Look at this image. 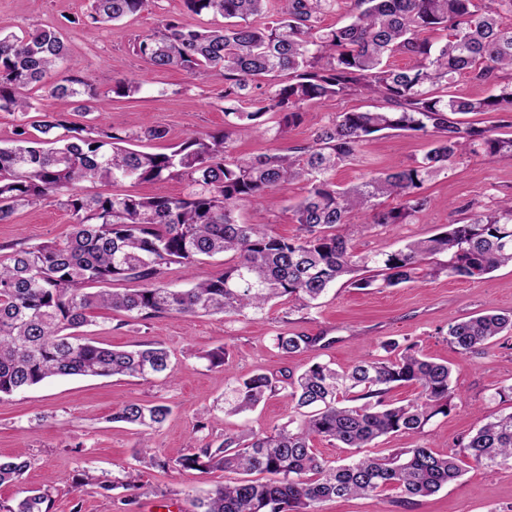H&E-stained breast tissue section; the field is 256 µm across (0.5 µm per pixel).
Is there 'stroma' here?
<instances>
[{
	"mask_svg": "<svg viewBox=\"0 0 512 512\" xmlns=\"http://www.w3.org/2000/svg\"><path fill=\"white\" fill-rule=\"evenodd\" d=\"M87 0H0V31L22 34L41 27H59L71 55L94 74L99 93L109 94L107 105L79 108L72 99L42 97L44 111L78 126L113 127L140 132L165 129V138L134 142V149L160 153L194 132L224 128V78L218 72L158 70L137 55L138 38L157 30L164 19L185 14L184 0H155L148 11L123 21L91 28L76 24L87 10ZM145 77L144 89L130 97L113 95L122 77ZM364 95H348L311 102L299 126L276 139L262 132L234 136L233 155L259 156L285 152L312 141L317 129L339 112L369 109ZM428 148L426 140L408 132L376 134L363 143L356 161L333 172L334 182L348 186L371 171H389L411 165ZM426 210L400 224H358L350 230L354 252L390 251L411 240L446 231L498 199L512 196V158L494 161L470 156L425 182ZM300 182L282 184L272 203L241 208L238 222L265 225L277 236L298 233L293 207L304 195ZM72 230L68 211L40 202L19 210L11 223L0 224V247L64 240ZM512 311V265L480 279L439 274L391 288L359 290L336 284L318 307L298 309L275 303L259 317L172 314L150 320H126L105 309L92 313L85 331L100 342L131 348L157 342L171 353L173 371L148 379L133 377H57L0 399V457L22 456L32 466L18 484L0 485V506L13 507L25 491H48L51 512H188V495H198L216 484L236 480L224 470L141 468L146 493L135 506H123L126 495L117 487L125 469L137 465V453L149 445L153 454L177 459L189 449L224 436L250 430L270 432L294 417L292 405L275 395L255 410L207 420L206 414L224 395L227 380L258 372L300 374L312 363L332 362L350 367L389 338L418 342L430 357L452 369L455 406L437 415L421 433H399L375 441L371 456L397 448L426 445L445 454L457 450L486 420L512 411L500 400L498 387L512 384V335L499 337L485 353L465 356L450 349L444 339L449 323L486 311ZM300 333L319 342L301 355L286 356L273 346L277 333ZM225 348V363L210 366L206 352ZM162 401L171 406L166 422L150 437L135 428L113 422V410L127 403ZM205 430H197L200 420ZM90 474L92 482L73 486V478ZM169 491L170 507H163L156 490ZM395 491L376 497H350L320 503V512H403ZM410 512H512V466L492 469L467 466L464 475L441 491L417 498Z\"/></svg>",
	"mask_w": 512,
	"mask_h": 512,
	"instance_id": "1",
	"label": "stroma"
}]
</instances>
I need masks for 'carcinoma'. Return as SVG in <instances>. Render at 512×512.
<instances>
[{"label":"carcinoma","instance_id":"carcinoma-1","mask_svg":"<svg viewBox=\"0 0 512 512\" xmlns=\"http://www.w3.org/2000/svg\"><path fill=\"white\" fill-rule=\"evenodd\" d=\"M153 0H90L77 23L101 27L147 10ZM193 16L218 14L224 26L200 28L171 17L139 38L135 52L158 68L189 74L212 69L224 74V133H191L169 153L130 149V134L112 128H71L58 117L19 125L13 144L0 147V224L34 202H56L73 220L70 236L53 244L22 246L0 261V398L53 377H135L171 370L170 352L148 342L114 349L73 331L97 308L147 320L169 314L226 317L261 315L274 301L315 305L341 280L359 288L393 287L442 272L480 278L512 265V199L453 222L436 236L396 250L359 255L349 243L353 224H400L421 214L428 200L419 189L456 158L481 154L512 157L505 125L478 127L459 115L512 112V0H354L349 22L324 27L323 16L339 0H184ZM440 31L433 42L426 32ZM405 54L409 67L389 64ZM286 79L250 95L251 81L269 74ZM468 74L492 88L471 99L448 91ZM20 87L51 97L98 100L92 75L69 54L59 31L37 28L21 36L0 33V111L38 112ZM365 93L377 105L340 112L312 144L295 155L232 157L233 134L256 132L267 114L278 116L283 135L304 120L305 105ZM40 136L34 137L29 129ZM411 132L429 147L414 165L371 172L340 186L330 178L339 165L358 157L364 141L383 131ZM179 176L187 192L178 197L136 194L83 195V182H144ZM300 181L306 194L295 207L300 234H270L262 224H241V207L271 197L283 182ZM398 204L383 208L381 199ZM231 255L224 272L188 289L168 287L162 276L172 264L192 270L200 257ZM447 255L444 262L436 261ZM129 281L136 288L92 290L94 284ZM512 333V313L487 311L448 325L446 341L458 354H478L489 340ZM321 337L279 333L274 346L301 354ZM381 356L338 371L314 363L289 383L264 372L228 382L219 410L236 415L279 393L303 416L273 433L224 436L171 461L142 452V462L166 470L258 471L264 482L244 478L190 498L189 512H319L329 498L378 496L392 489L398 502L440 491L476 467L512 464V412L479 426L463 444V456L438 454L427 446L399 448L381 457L361 455L376 439L420 433L435 416L448 414L455 390L448 364L425 355L414 343H380ZM405 384L415 397L395 405L389 391ZM362 404L349 406L347 400ZM163 403L125 404L112 421L148 436L166 421ZM324 438L351 449L349 461L331 465L311 447ZM31 467L22 457L0 458V484L16 482ZM53 500L31 490L6 512H50Z\"/></svg>","mask_w":512,"mask_h":512}]
</instances>
